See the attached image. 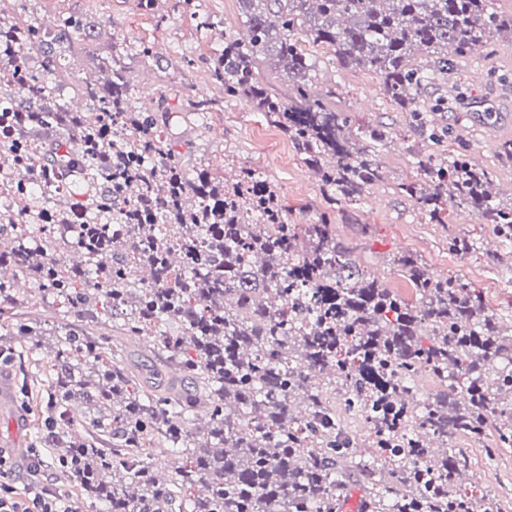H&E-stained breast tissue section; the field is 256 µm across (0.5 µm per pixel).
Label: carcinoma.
<instances>
[{
	"label": "carcinoma",
	"mask_w": 512,
	"mask_h": 512,
	"mask_svg": "<svg viewBox=\"0 0 512 512\" xmlns=\"http://www.w3.org/2000/svg\"><path fill=\"white\" fill-rule=\"evenodd\" d=\"M238 2L243 29L224 33L211 82L226 100L248 99L350 202L381 179L389 132L352 131L330 94L312 91L298 34L376 74L437 139L427 113L442 102L422 91L512 31L490 0ZM90 27L85 14L0 9V189L16 199L0 207V337L56 339L49 378L23 383L42 400L35 442L53 450L46 463L74 512H342L355 482L362 512H506L460 486L469 459L455 447L491 439L489 465L512 449V333L481 294L404 253L395 263L415 300L398 295L336 239L331 213L301 230L254 170L228 181L190 163L192 143L160 104L138 101L115 62L85 78L89 108H69L60 59ZM264 69L288 83V99L260 80ZM416 166L420 182L399 189L428 223H445L451 198L512 242V202L465 153ZM77 211L87 223L59 243ZM474 246L448 238L459 256ZM37 298L59 305L54 321L34 315ZM146 337L149 365L116 358L115 340ZM423 376L435 394L421 392ZM76 403L83 440L71 436ZM345 415L363 421L367 444ZM156 448L174 456L166 477ZM195 485L206 493L193 497Z\"/></svg>",
	"instance_id": "carcinoma-1"
}]
</instances>
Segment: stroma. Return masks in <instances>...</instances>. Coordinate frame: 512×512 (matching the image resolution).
<instances>
[{
    "mask_svg": "<svg viewBox=\"0 0 512 512\" xmlns=\"http://www.w3.org/2000/svg\"><path fill=\"white\" fill-rule=\"evenodd\" d=\"M215 21L208 30L198 27L181 0H158L154 13L138 7V0H30L35 14H88L101 30L92 45L74 46L62 56L66 104L87 108L78 91L80 81L93 72L97 61L115 60L133 79L137 89L151 88L153 100L165 101L168 122L174 132L194 145V161L209 165L223 176L242 167L257 170L273 182L288 203V220L308 224L316 214L331 212L336 236L353 247L361 265L403 296L412 290L396 270L393 259L409 252L440 276L460 278L476 288L487 310L512 322V245L496 239L491 225L480 223L463 209L448 207L444 223L431 224L413 199L400 194L399 183L414 180V161L424 154H441L462 146L471 161L487 171L498 199L512 200V35L498 36L455 60L447 82L431 86L426 101L449 100L448 108L429 113L439 140L420 136L410 113L395 110L387 100L380 79L365 70L342 69L330 49L306 44L314 63L313 85L331 92L337 110L354 122L390 130L391 142L380 148L383 178L370 185L359 200H331L302 153L280 131L269 125L263 113L247 100H225L219 86L209 80L212 44L220 31L241 29L238 0H201ZM150 42L160 59L144 63L137 53L140 43ZM209 99L205 119L189 113L199 98ZM466 233L476 239L475 252L461 257L448 250V236ZM9 418H0V439L15 440L19 462H26L41 421L34 405H23L14 395ZM20 430L12 432L10 419ZM456 445L470 460V483L501 500L512 497V453H501L496 465H486L481 444L459 438Z\"/></svg>",
    "mask_w": 512,
    "mask_h": 512,
    "instance_id": "obj_1",
    "label": "stroma"
}]
</instances>
